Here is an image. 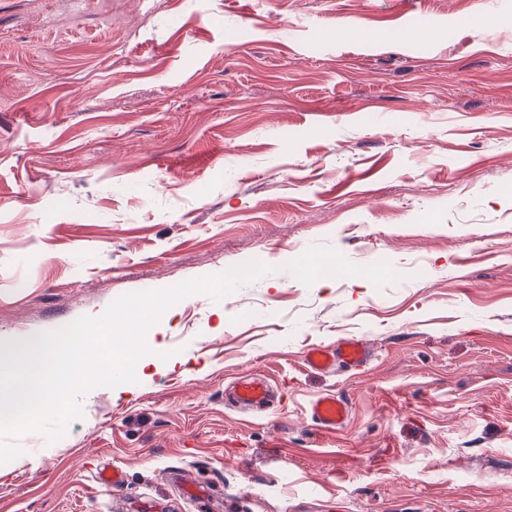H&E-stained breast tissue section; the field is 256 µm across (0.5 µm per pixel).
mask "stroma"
I'll use <instances>...</instances> for the list:
<instances>
[{
	"mask_svg": "<svg viewBox=\"0 0 512 512\" xmlns=\"http://www.w3.org/2000/svg\"><path fill=\"white\" fill-rule=\"evenodd\" d=\"M313 244L403 279L305 286ZM252 259L147 331L178 366L13 439L0 512H512V0H0V339ZM371 352L365 341L346 338L336 343L333 349L316 346L304 356L307 366L317 371L338 369H360L371 360ZM268 387L263 381L243 380L235 389L236 401L245 406H255L268 400ZM309 413L320 430L335 432L346 424L350 405L339 395L321 396L311 403Z\"/></svg>",
	"mask_w": 512,
	"mask_h": 512,
	"instance_id": "35a3bbf8",
	"label": "stroma"
}]
</instances>
